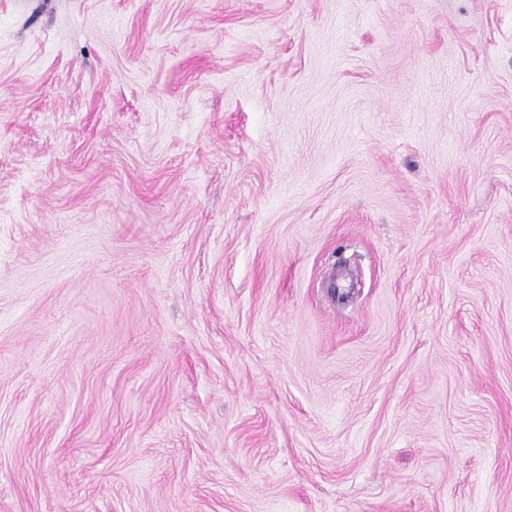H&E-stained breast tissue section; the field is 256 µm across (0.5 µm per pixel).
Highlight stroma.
I'll return each mask as SVG.
<instances>
[{
	"instance_id": "1",
	"label": "stroma",
	"mask_w": 512,
	"mask_h": 512,
	"mask_svg": "<svg viewBox=\"0 0 512 512\" xmlns=\"http://www.w3.org/2000/svg\"><path fill=\"white\" fill-rule=\"evenodd\" d=\"M0 512H512V0H0Z\"/></svg>"
}]
</instances>
